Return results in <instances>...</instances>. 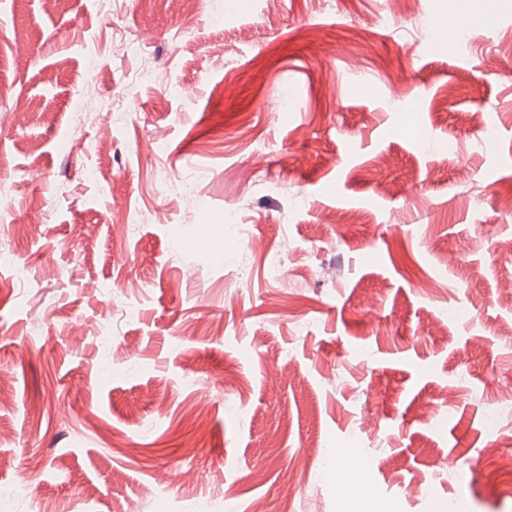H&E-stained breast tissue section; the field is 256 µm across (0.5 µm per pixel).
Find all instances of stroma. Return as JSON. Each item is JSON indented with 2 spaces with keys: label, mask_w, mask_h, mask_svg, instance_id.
I'll return each mask as SVG.
<instances>
[{
  "label": "stroma",
  "mask_w": 512,
  "mask_h": 512,
  "mask_svg": "<svg viewBox=\"0 0 512 512\" xmlns=\"http://www.w3.org/2000/svg\"><path fill=\"white\" fill-rule=\"evenodd\" d=\"M508 194L512 0H0V512H512Z\"/></svg>",
  "instance_id": "1"
}]
</instances>
